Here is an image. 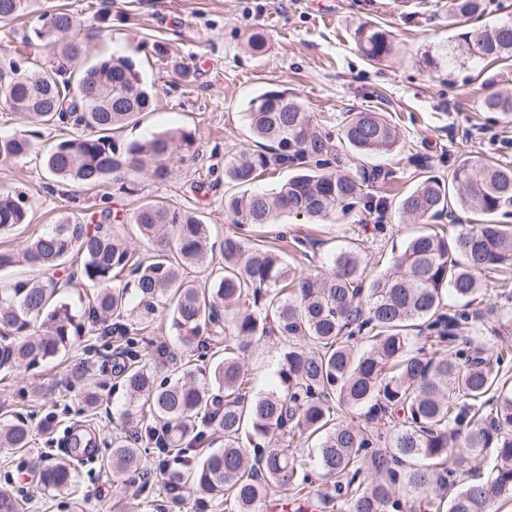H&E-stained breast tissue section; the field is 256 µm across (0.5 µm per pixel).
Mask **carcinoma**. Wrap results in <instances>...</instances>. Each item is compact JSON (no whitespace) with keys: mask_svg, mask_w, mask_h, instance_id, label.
I'll return each instance as SVG.
<instances>
[{"mask_svg":"<svg viewBox=\"0 0 512 512\" xmlns=\"http://www.w3.org/2000/svg\"><path fill=\"white\" fill-rule=\"evenodd\" d=\"M33 3L0 0V20L27 14ZM485 9L484 0H448L455 19ZM457 41L464 61L511 60L512 20L461 32ZM21 43L17 58L0 64V104L23 120L73 130L41 153L51 191L110 179L118 192L136 195L139 184L126 171L164 181L172 156L197 152L195 133L183 128L128 143L115 136L152 110L153 89L126 57L85 65L68 10L40 13ZM35 43L52 47L50 68L28 66L23 49ZM357 47L373 65L394 50L388 31L375 24L357 31ZM484 107L511 115L512 95L489 96ZM245 119L255 149L224 158V182L244 187L268 171L293 174L271 191L224 195L232 229L220 249L200 217L160 200H143L130 214L105 208L98 221L64 215L22 248H0V273L28 270L0 289V370L43 365L90 330L124 340L121 418L134 432L115 434L100 466L115 475L140 472L142 445L164 433L165 456L182 465L169 473L165 492L190 512H208L220 500L224 512H261L276 493L305 512L302 492L316 469L331 484L329 499L346 512H490L511 502L512 387L502 373L512 368V345L488 346L478 333L486 321L512 323V309L486 290L512 274V225L501 223L512 215V165L462 160L446 180L421 176L399 199L402 214L426 222L455 203L482 223L415 235L393 252L385 274L366 276L357 243L332 257L330 271L304 272L286 263L260 229L290 215L381 216L388 197L364 191L356 176L333 166L330 138L288 91L256 96ZM37 138L36 130L0 135V164L28 158ZM342 140L368 155L393 150L398 136L382 113L353 112ZM29 222L27 199L0 192V234ZM128 224L151 243L150 256L130 250L120 233ZM218 251L217 274L203 284L189 278L191 269H208ZM74 256L81 280L95 290L83 312L59 297L54 277ZM477 296L483 311L448 303ZM161 306L181 346L211 358L204 372L177 362L167 347L150 364L140 358L137 348L149 340L137 337L136 324ZM272 338L288 342L279 385L252 396L243 361ZM376 422L389 437L371 427ZM215 435L224 447L210 448ZM312 441L311 456L301 445ZM31 442L23 420H0L1 448L23 452ZM489 448L495 464L483 480L476 467ZM40 481L44 492L61 495L74 487L75 468L60 460L42 470ZM23 504L0 488V512H23Z\"/></svg>","mask_w":512,"mask_h":512,"instance_id":"obj_1","label":"carcinoma"}]
</instances>
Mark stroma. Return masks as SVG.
I'll use <instances>...</instances> for the list:
<instances>
[{"mask_svg": "<svg viewBox=\"0 0 512 512\" xmlns=\"http://www.w3.org/2000/svg\"><path fill=\"white\" fill-rule=\"evenodd\" d=\"M48 6L74 12L86 64L120 54L136 59L157 98L154 111L121 132L141 140L170 128L194 131L198 151L174 157L167 180L141 178L138 195H113L111 183L91 189L71 185L69 197L47 189L49 177L36 157L0 165V189L25 194L30 222L0 235V248H18L64 213L81 218L108 205L132 212L140 199H159L196 212L222 239L231 221L224 212V159L252 150L244 118L249 99L272 89L299 97L316 118L320 132L337 140L343 168L365 182L367 192L397 199L418 182L421 168L447 177L452 162L491 159L512 164V115L486 111L489 95L512 90V64L485 61L429 66L454 46L456 26L448 0H46ZM374 22L392 36L393 55L380 65L362 58L355 31ZM256 31L267 37L264 55L248 47ZM188 67L180 76L174 62ZM363 110L384 113L398 131L392 153L366 156L341 142L347 115ZM388 179H374V169ZM385 233H376L362 212L326 224L287 218L290 233L308 238L312 253L326 262L351 242L361 241L368 268L388 269L392 245L418 227L397 206H389ZM123 344L114 336L77 337L68 352L34 370L0 373V415L23 418L33 441L26 454L0 448V487L25 501L24 512H112L116 501L133 495L129 482L100 469L98 459L76 464L77 484L70 495L52 496L38 486L40 471L62 460L59 443L76 426L93 429L100 456L122 431L125 393L112 372ZM284 345L256 344L244 361L253 392L277 384ZM95 383L96 407L83 401L84 381Z\"/></svg>", "mask_w": 512, "mask_h": 512, "instance_id": "35a3bbf8", "label": "stroma"}]
</instances>
